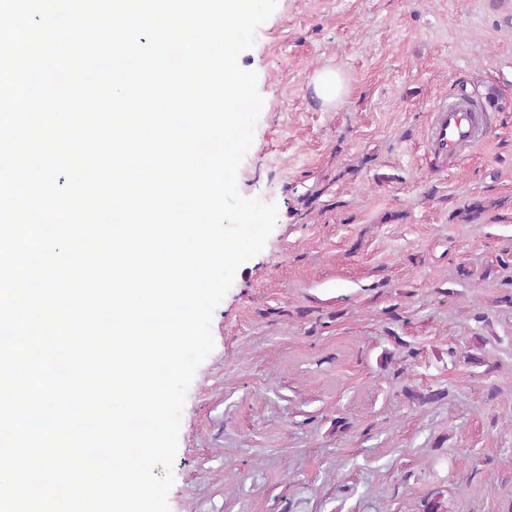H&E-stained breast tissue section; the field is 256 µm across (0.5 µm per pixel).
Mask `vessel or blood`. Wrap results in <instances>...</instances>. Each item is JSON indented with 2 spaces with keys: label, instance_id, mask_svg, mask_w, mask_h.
I'll list each match as a JSON object with an SVG mask.
<instances>
[{
  "label": "vessel or blood",
  "instance_id": "b4317fda",
  "mask_svg": "<svg viewBox=\"0 0 512 512\" xmlns=\"http://www.w3.org/2000/svg\"><path fill=\"white\" fill-rule=\"evenodd\" d=\"M483 131V121L469 105H441L429 130L428 141L436 152L460 154L471 148Z\"/></svg>",
  "mask_w": 512,
  "mask_h": 512
}]
</instances>
